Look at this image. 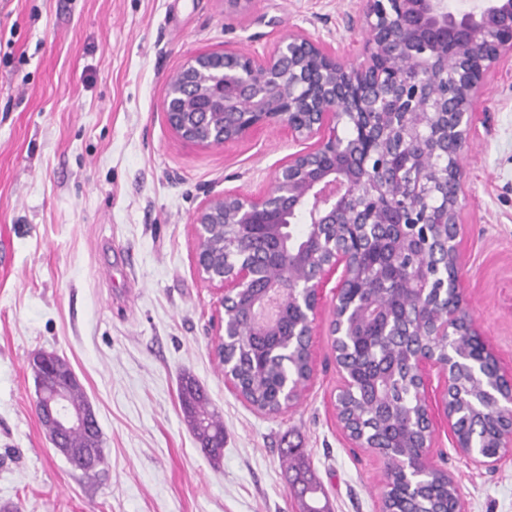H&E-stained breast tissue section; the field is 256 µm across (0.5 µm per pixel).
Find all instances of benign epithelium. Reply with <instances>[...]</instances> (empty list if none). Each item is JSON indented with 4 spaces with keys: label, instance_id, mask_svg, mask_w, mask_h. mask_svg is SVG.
I'll use <instances>...</instances> for the list:
<instances>
[{
    "label": "benign epithelium",
    "instance_id": "7a95c632",
    "mask_svg": "<svg viewBox=\"0 0 512 512\" xmlns=\"http://www.w3.org/2000/svg\"><path fill=\"white\" fill-rule=\"evenodd\" d=\"M360 28L363 47L351 60L302 30L278 40L261 59L227 50L193 56L168 76L164 114L179 140L203 148L236 144L271 127L294 142L315 140L275 170L263 193L226 190L211 195L191 222L195 265L220 293V306L225 309L258 288L263 305L273 294L282 307L296 305L302 319L293 335L302 337L309 359L316 319L333 277L338 281L330 336L337 353L352 322L382 323L394 334L405 331L403 323L383 320L381 309L349 300L365 256L385 243L426 256L439 247L447 252L440 276L446 307L430 323L429 335H462L472 348L450 343L442 354L424 347L409 354L415 396L425 409L424 416L408 420L420 433L418 452L403 464L410 490L432 470L429 452L438 418L447 424L455 451L471 464L493 470L512 459V365L487 341L459 284L466 237L460 160L481 120L487 75L512 65V0H477L475 6L456 11L448 8V0H366ZM450 64L451 83L444 77ZM342 123L349 134L339 133ZM302 215L307 237L324 252L302 278L290 263L279 278L262 282L256 260L224 263V244L213 238L216 227L232 224L247 246L250 236L244 228L255 224L265 250H280L287 244L282 225ZM403 288L423 299L432 283L422 271ZM53 357L36 353L32 370L42 425L56 428L53 446L60 452L61 438L75 428L90 429L95 415L69 409L67 388L50 370ZM336 365L340 422L341 395L354 377L343 358L336 357ZM487 366L495 372L493 382L481 386L468 405L458 406L457 376L477 378ZM436 376L444 378V385L433 397L429 389ZM488 401L508 410L504 425L494 433L497 451L491 456L480 453L488 433L475 426ZM343 431L355 447L384 455L377 441L358 437L346 426ZM92 441L82 453L66 454L67 461L80 470L97 464L99 435L92 434Z\"/></svg>",
    "mask_w": 512,
    "mask_h": 512
}]
</instances>
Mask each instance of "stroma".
Listing matches in <instances>:
<instances>
[{"label": "stroma", "instance_id": "35a3bbf8", "mask_svg": "<svg viewBox=\"0 0 512 512\" xmlns=\"http://www.w3.org/2000/svg\"><path fill=\"white\" fill-rule=\"evenodd\" d=\"M363 0H0V512H299L281 449L299 448L326 512H379L385 465L338 424L325 303L314 374L279 415L224 384L218 296L193 260L207 192L256 193L300 146L276 129L197 148L169 129L166 79L191 56H260L303 29L339 50L363 39ZM461 161L462 289L512 363V69L491 75ZM63 357L102 433L95 473L72 468L36 413L30 363ZM224 421L220 463L198 448L183 374ZM432 464L469 512H512V459L478 468L435 432Z\"/></svg>", "mask_w": 512, "mask_h": 512}]
</instances>
